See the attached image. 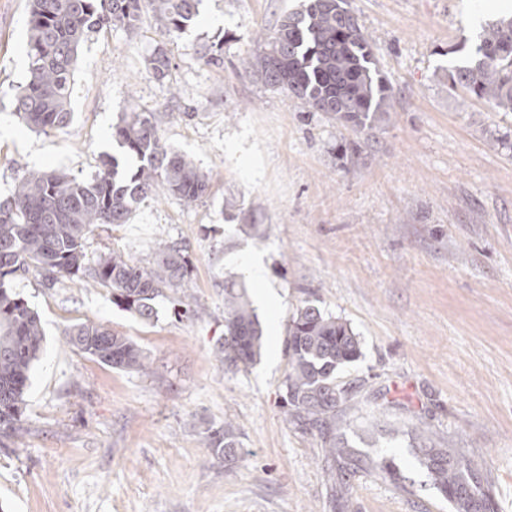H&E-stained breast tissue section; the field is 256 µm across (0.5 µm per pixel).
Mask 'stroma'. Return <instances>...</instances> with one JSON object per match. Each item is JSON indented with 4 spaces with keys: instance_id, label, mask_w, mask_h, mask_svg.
Segmentation results:
<instances>
[{
    "instance_id": "obj_1",
    "label": "stroma",
    "mask_w": 512,
    "mask_h": 512,
    "mask_svg": "<svg viewBox=\"0 0 512 512\" xmlns=\"http://www.w3.org/2000/svg\"><path fill=\"white\" fill-rule=\"evenodd\" d=\"M301 3L203 0L172 40L148 15L91 37L74 118L43 133L14 112L28 0H0V202L31 170L95 175L132 102L211 177L201 200L157 191L85 244L88 257L146 265L159 243H186L191 317L162 300L146 322L110 289L50 286L34 270L12 281L45 342L22 429L0 446V512H456L412 450L406 427L419 422L436 447L464 450L494 512H512V112L448 86L462 60L449 46H472L512 0H349L392 94L358 130L244 74L262 33ZM216 41L220 68L203 58ZM158 46L171 61L162 81L148 64ZM247 256L264 280L245 275ZM228 280L246 288L262 329L257 363L235 374L214 356ZM307 304L361 340V357L336 372L352 458L337 479L324 438L281 408L288 324ZM85 320L131 338L147 369L73 350L63 331ZM227 420L239 433L230 458L205 441ZM381 454L402 481L373 466Z\"/></svg>"
}]
</instances>
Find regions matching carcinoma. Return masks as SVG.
Wrapping results in <instances>:
<instances>
[{
    "instance_id": "carcinoma-1",
    "label": "carcinoma",
    "mask_w": 512,
    "mask_h": 512,
    "mask_svg": "<svg viewBox=\"0 0 512 512\" xmlns=\"http://www.w3.org/2000/svg\"><path fill=\"white\" fill-rule=\"evenodd\" d=\"M201 0H29L28 70L14 94L15 112L29 129L61 131L72 121L75 65L82 45L112 27L132 30L144 11L153 13L168 37L185 32L199 15ZM264 48L249 74L287 92L313 112H331L354 128H363L377 112H387L391 93L376 66L372 47L347 0H305L265 33ZM158 80L169 75L170 59L157 47L149 58ZM453 87L512 111V18L486 24L466 63L448 71ZM120 153L139 159L124 169L121 157L104 154L90 179L57 171L24 175L11 199L0 203V436L21 430L25 395L44 339L39 314L10 288L31 269L50 285L78 278L112 291V303L144 321L157 317L156 300L168 299L174 314L191 313L179 294L191 271L187 245L165 241L152 265H140L120 253L90 261L85 243L98 224H124L133 209L161 187L188 203L206 195L209 176L188 156L165 148L155 116L135 104L112 126ZM66 343L93 360L121 371H143L146 356L125 336L94 321L75 323ZM262 330L242 290L224 287V341L217 354L240 372L260 355ZM288 374L282 407L302 431L317 430L328 452L349 459L348 443L336 434V408L347 389L336 384V370L360 358L358 334L340 318L308 304L292 316L285 340ZM409 434L416 457L437 491L457 512H490V503L474 496L469 461L462 450L431 444L427 427ZM235 425L207 431L206 445L231 457L237 448Z\"/></svg>"
}]
</instances>
